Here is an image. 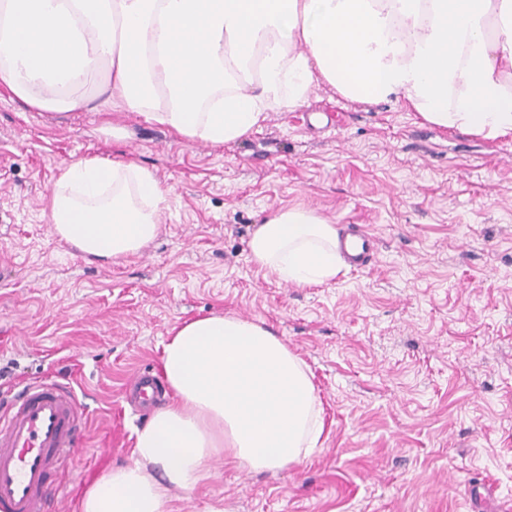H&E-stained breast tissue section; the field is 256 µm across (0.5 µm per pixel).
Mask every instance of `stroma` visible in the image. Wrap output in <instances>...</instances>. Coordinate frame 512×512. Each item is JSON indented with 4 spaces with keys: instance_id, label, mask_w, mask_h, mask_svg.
<instances>
[{
    "instance_id": "stroma-1",
    "label": "stroma",
    "mask_w": 512,
    "mask_h": 512,
    "mask_svg": "<svg viewBox=\"0 0 512 512\" xmlns=\"http://www.w3.org/2000/svg\"><path fill=\"white\" fill-rule=\"evenodd\" d=\"M303 109L214 147L133 112L30 110L0 89V392L75 375L89 415L77 477L111 448L130 462L145 412L136 370L161 368L172 327L211 313L263 320L306 365L321 446L283 471L225 456L169 512H512V135L444 130L403 102L351 101L321 83ZM149 170L167 192L157 236L116 261L85 258L49 223L70 162ZM303 205L362 225L376 260L298 288L249 240ZM122 410V409H121Z\"/></svg>"
}]
</instances>
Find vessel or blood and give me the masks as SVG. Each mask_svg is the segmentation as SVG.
Masks as SVG:
<instances>
[{"instance_id":"b4317fda","label":"vessel or blood","mask_w":512,"mask_h":512,"mask_svg":"<svg viewBox=\"0 0 512 512\" xmlns=\"http://www.w3.org/2000/svg\"><path fill=\"white\" fill-rule=\"evenodd\" d=\"M83 413L71 384L30 383L0 414V512H66L69 493L51 497V478L84 450Z\"/></svg>"}]
</instances>
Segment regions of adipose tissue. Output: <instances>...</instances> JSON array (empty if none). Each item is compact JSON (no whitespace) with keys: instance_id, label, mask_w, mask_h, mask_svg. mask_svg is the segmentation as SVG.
Wrapping results in <instances>:
<instances>
[{"instance_id":"1","label":"adipose tissue","mask_w":512,"mask_h":512,"mask_svg":"<svg viewBox=\"0 0 512 512\" xmlns=\"http://www.w3.org/2000/svg\"><path fill=\"white\" fill-rule=\"evenodd\" d=\"M321 82L354 101L405 100L443 129L511 134L512 0H0V87L37 112H133L218 146L301 107ZM166 205L146 169L87 158L63 170L47 209L61 240L116 260L156 237ZM249 247L299 287L345 265L335 224L305 207L276 210ZM161 361L170 401L80 512H168L218 454L277 472L315 451V386L264 321H184Z\"/></svg>"}]
</instances>
